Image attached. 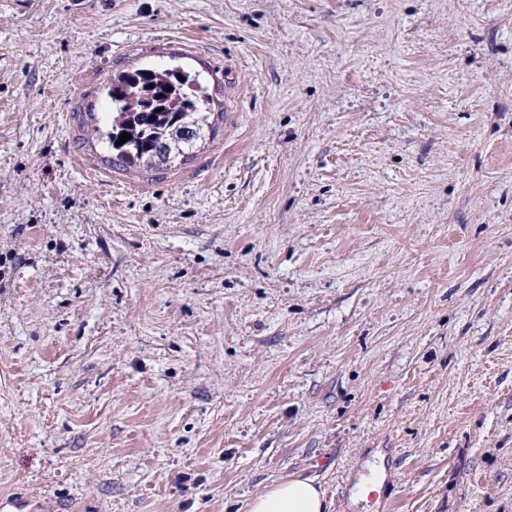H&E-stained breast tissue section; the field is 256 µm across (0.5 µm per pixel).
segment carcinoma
<instances>
[{
    "mask_svg": "<svg viewBox=\"0 0 512 512\" xmlns=\"http://www.w3.org/2000/svg\"><path fill=\"white\" fill-rule=\"evenodd\" d=\"M124 84L136 93V98L125 99L114 95V86ZM107 95L116 115L111 129L100 134L112 151L110 162L115 165L143 163L155 168L149 158L148 145L155 138L169 133L184 120H194L204 126L206 117L201 115V102L205 101L197 77L178 67L163 71L138 69L120 74L109 83ZM128 133L131 138L117 145L119 135Z\"/></svg>",
    "mask_w": 512,
    "mask_h": 512,
    "instance_id": "1",
    "label": "carcinoma"
}]
</instances>
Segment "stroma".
Instances as JSON below:
<instances>
[{
  "label": "stroma",
  "mask_w": 512,
  "mask_h": 512,
  "mask_svg": "<svg viewBox=\"0 0 512 512\" xmlns=\"http://www.w3.org/2000/svg\"><path fill=\"white\" fill-rule=\"evenodd\" d=\"M175 66L204 138L112 166L105 85ZM293 477L512 512V0H0V496Z\"/></svg>",
  "instance_id": "stroma-1"
}]
</instances>
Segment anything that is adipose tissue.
<instances>
[{"instance_id": "1", "label": "adipose tissue", "mask_w": 512, "mask_h": 512, "mask_svg": "<svg viewBox=\"0 0 512 512\" xmlns=\"http://www.w3.org/2000/svg\"><path fill=\"white\" fill-rule=\"evenodd\" d=\"M323 490L312 480L292 478L268 488L255 496L249 512H327Z\"/></svg>"}]
</instances>
